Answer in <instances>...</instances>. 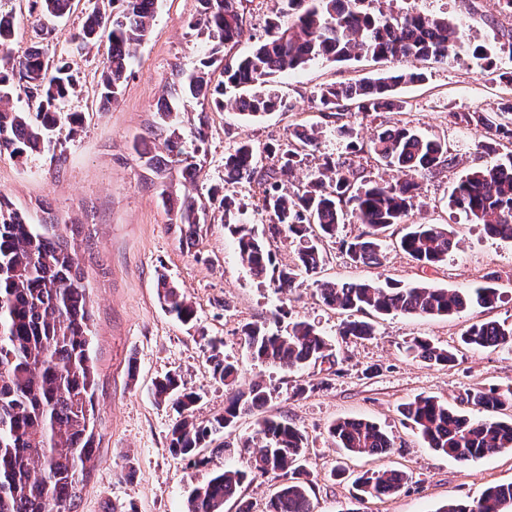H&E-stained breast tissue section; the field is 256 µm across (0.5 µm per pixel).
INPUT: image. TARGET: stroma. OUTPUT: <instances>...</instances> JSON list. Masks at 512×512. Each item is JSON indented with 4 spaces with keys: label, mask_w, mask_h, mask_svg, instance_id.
I'll use <instances>...</instances> for the list:
<instances>
[{
    "label": "stroma",
    "mask_w": 512,
    "mask_h": 512,
    "mask_svg": "<svg viewBox=\"0 0 512 512\" xmlns=\"http://www.w3.org/2000/svg\"><path fill=\"white\" fill-rule=\"evenodd\" d=\"M246 23L236 45L226 55L247 53L265 36V21L273 0H244ZM199 0H159L148 38L137 46L123 94L106 105L97 81L107 55V42L88 52L76 51L72 34L81 26L85 10L74 6L55 21L52 53L64 56L80 77V86L65 104L68 112L85 116L76 134L57 131L48 152L17 161L0 155V193L35 221L59 218L80 225L71 239L84 271L88 304L94 316L92 358L97 386L94 394L95 460L84 475L77 512H112L113 505H134L137 512H186L190 491L227 467L243 469L246 455L236 444L249 436L254 417L241 419L231 434L215 435L224 445L208 465L188 466L169 450L176 415L156 404L151 396L155 378L168 373L198 393L191 408L196 421L222 413L227 392L212 378L207 343L217 339L221 350L237 359L239 384L255 382L272 388L265 412L286 418L308 439L306 469L312 480L314 512H348L355 507L353 477L381 464L404 471L408 480L395 495L369 499L364 512H438L455 500L478 497L490 483H512V453L459 462L426 448L399 413L416 396H434L459 406L468 388L512 382V351L460 349L452 366H433L410 357L404 341L426 337L447 347H458L466 327L479 319L512 321V242L485 235L463 211L450 207L455 183L487 158L473 146V136L448 121L449 110H492L512 97V88L485 71L469 53L470 46L488 47L497 66L512 70V15L496 0H392L389 11H424L447 16L457 30V41L447 63L425 68L424 82L399 90L405 102L400 112H382L376 118L360 114L351 121L361 138H370L382 126L409 125L423 134L448 141L457 164L421 182L409 217L413 224H445L459 239L447 263L435 269L418 267L406 254L387 248L378 266L352 264L339 243L325 242L326 263L321 273L328 280H395L425 282L438 288H469L493 284L501 300L496 308L469 311L447 318L394 315L376 319L375 333L367 340L337 342L341 364L336 375L323 376L310 366L285 372L256 366L247 359L239 340L248 322L274 324L277 307H286L289 319H307L335 336L341 317L324 306L312 282H304L290 301H281L271 286L253 282L244 268L232 236L224 226L221 194L244 206L247 223L261 225L255 208V188L247 182L224 180V156L238 142L256 149L285 140L296 124H316L320 114L311 95L320 86L341 84L391 69L388 61L362 59L344 64L318 61L278 78L283 111L252 120L235 112L208 114L209 138L197 183L199 195L219 189L209 204L207 221L194 233L171 231L175 217L158 199L153 175L133 149L136 140L149 137L157 105L166 97L173 67L192 71L206 57L209 46L192 24ZM40 0H15L14 50L37 44ZM167 278L182 289L197 311L195 326L167 314L158 298L157 284ZM328 387H320V379ZM315 382V390L295 395L299 384ZM341 418H369L394 441L381 459L348 456L329 439V425ZM345 467L347 478L332 477Z\"/></svg>",
    "instance_id": "35a3bbf8"
}]
</instances>
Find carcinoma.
<instances>
[{
  "mask_svg": "<svg viewBox=\"0 0 512 512\" xmlns=\"http://www.w3.org/2000/svg\"><path fill=\"white\" fill-rule=\"evenodd\" d=\"M281 6L266 20V37L254 49L224 63V80L214 85L210 68L217 54L236 41L244 27L242 0H199L201 30L212 47L201 67L188 74L172 70L171 98L157 108L156 131L163 136L165 155L141 140L138 155L158 179L159 197L175 211L176 223H206L207 206L201 197L173 199L166 181L168 166L179 167L184 182H197L201 165L197 154L208 138L206 109L229 108L260 118L284 108L274 88L276 79L303 69L314 61L343 63L370 58L393 61L399 68L375 78L347 84H328L312 95L314 107L329 121L330 131L346 154L363 150L358 134L344 121L347 111L371 116L401 111L395 96L402 84L425 80V73L407 64L448 61L454 49L455 30L445 16L423 12L386 15L364 8L365 0H280ZM107 14L94 0L82 27L72 35L77 48L87 49L107 36L109 49L100 81V99L115 103L123 93L131 68L133 49L151 32L158 0H109ZM73 0H41L46 17L60 19L70 13ZM12 11L0 3V151L20 160L43 152L54 132L67 125H83L78 112L66 113L63 104L75 93L77 79L70 63L51 55L45 46L21 54L13 51ZM472 56L500 81L512 85V71L500 72L492 53L476 45ZM24 94L26 107L14 109V95ZM200 100L203 111L191 141H185L177 121L176 100ZM454 124L474 133L476 150L492 158L475 168L453 187L450 202L483 226L492 238L512 241V100L491 111L451 112ZM323 127L298 124L283 142L266 145L272 165H258L248 141L238 143L224 156L229 181L247 180L258 189L256 209L267 224L258 230L242 219L243 205L224 197V224L234 238L249 276L268 283L283 295L305 280H313L321 302L347 317L336 335L344 340H367L374 325L366 315H416L435 318L491 309L498 301L489 285L467 289L437 288L423 283L397 281H321L325 264L322 243L339 240L354 264L379 265L384 258V233L405 224L414 208L419 180L452 168L456 155L448 142L423 135L408 125H395L376 133L368 143L374 159L394 172L390 181L368 179L347 159L321 155L296 192H284L277 174H291L320 152ZM364 226L359 235L340 237L347 218ZM55 224H32L0 194V512H77L80 476L94 454L89 429L94 419L95 376L92 347L93 314L87 307L84 274L68 240ZM296 243L288 265L276 263L270 240L280 236ZM454 233L446 224H411L398 247L422 269L447 263L456 249ZM158 295L167 313L184 324L197 321L192 303L179 288L163 278ZM240 341L252 361L287 371L317 363L338 364L337 352L327 334L314 322L297 319L286 333L272 331L265 322L242 325ZM462 346L474 350H512V323L478 320L462 333ZM212 376L224 382L230 396L224 412L198 423L188 411L198 393L167 374L153 382L151 395L172 406L179 416L169 442L172 454L191 466H204L201 449L211 436L233 428L253 411L265 407L271 392L260 383L248 390L236 388L238 362L210 341ZM409 357L430 365L452 366L456 349L429 338L404 342ZM480 419L448 406L433 396L419 395L400 407V414L418 432L427 447L458 461L512 453V384L473 387L463 398ZM328 436L337 447L356 456L378 459L391 452L393 439L376 422L348 418L333 422ZM307 439L288 421L276 416L256 421L252 434L238 444L250 456L245 470L225 469L194 488L187 512H224V504L238 498L245 483L274 475L278 491L266 512H313L312 482L304 465ZM407 481L404 472L370 468L353 481L354 499H381L397 493ZM439 512H512V483L493 484L469 504L449 503Z\"/></svg>",
  "mask_w": 512,
  "mask_h": 512,
  "instance_id": "1",
  "label": "carcinoma"
}]
</instances>
